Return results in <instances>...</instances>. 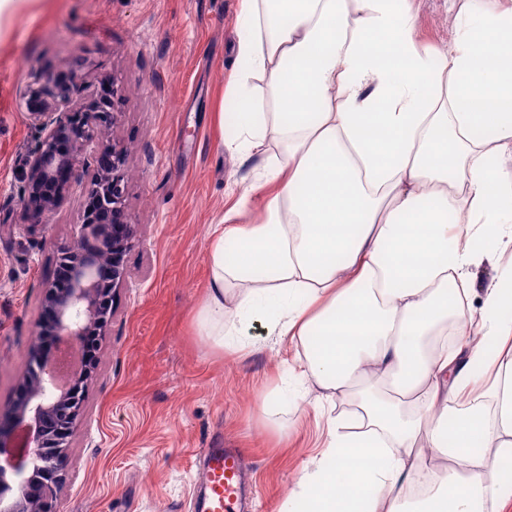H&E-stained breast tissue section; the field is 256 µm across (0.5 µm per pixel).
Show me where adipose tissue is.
Masks as SVG:
<instances>
[{"label":"adipose tissue","instance_id":"ef3b65f1","mask_svg":"<svg viewBox=\"0 0 512 512\" xmlns=\"http://www.w3.org/2000/svg\"><path fill=\"white\" fill-rule=\"evenodd\" d=\"M233 152L278 184L254 224L217 225L198 315L247 350L263 317L297 341V381L355 395L289 500L303 512H505L512 503V360L478 396L476 365L512 334V267L484 290L478 342L455 336L479 262L512 213V10L455 0L457 40L423 53L409 0H240ZM263 80L268 97L254 94ZM234 242L237 262L224 245ZM244 285L227 312L225 283ZM445 460L436 470L426 449ZM427 484L423 498L413 484Z\"/></svg>","mask_w":512,"mask_h":512}]
</instances>
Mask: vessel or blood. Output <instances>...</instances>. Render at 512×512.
Returning <instances> with one entry per match:
<instances>
[{
  "label": "vessel or blood",
  "mask_w": 512,
  "mask_h": 512,
  "mask_svg": "<svg viewBox=\"0 0 512 512\" xmlns=\"http://www.w3.org/2000/svg\"><path fill=\"white\" fill-rule=\"evenodd\" d=\"M192 512H249L251 487L241 449H203Z\"/></svg>",
  "instance_id": "1"
}]
</instances>
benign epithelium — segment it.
<instances>
[{
  "label": "benign epithelium",
  "instance_id": "7a95c632",
  "mask_svg": "<svg viewBox=\"0 0 512 512\" xmlns=\"http://www.w3.org/2000/svg\"><path fill=\"white\" fill-rule=\"evenodd\" d=\"M87 82L75 73L66 83H34L25 92L28 117L39 139L15 194L21 223L43 229L76 191L82 215L70 243L58 250L64 287L50 282L43 290L44 312L31 344L28 368L7 413H0V512H58V493L69 474L66 448L83 417L85 393L94 371L81 364L62 384L51 381L52 358L38 347L54 336L82 355L88 340L105 335L112 301L127 275L126 256L134 230L124 212L125 147L103 142L117 114L115 93L84 94ZM99 143L96 165L83 184L88 147ZM27 429L25 451L16 450V432Z\"/></svg>",
  "mask_w": 512,
  "mask_h": 512
}]
</instances>
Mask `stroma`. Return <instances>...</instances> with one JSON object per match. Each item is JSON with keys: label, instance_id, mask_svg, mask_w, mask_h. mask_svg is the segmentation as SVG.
<instances>
[{"label": "stroma", "instance_id": "obj_1", "mask_svg": "<svg viewBox=\"0 0 512 512\" xmlns=\"http://www.w3.org/2000/svg\"><path fill=\"white\" fill-rule=\"evenodd\" d=\"M420 50L456 38L449 0H410ZM238 0H14L0 14V408L14 400L43 313L56 251L80 217L72 196L45 231L17 223L14 187L38 139L24 91L33 76L79 73L118 90L110 138L128 146L125 206L135 226L128 277L98 352L85 416L68 449L59 512H189L202 449H247L255 512H288V495L320 457L330 404L316 385L261 419L296 348L245 328L254 351H221L195 316L210 280L219 224H249L260 158L241 162L228 75Z\"/></svg>", "mask_w": 512, "mask_h": 512}]
</instances>
